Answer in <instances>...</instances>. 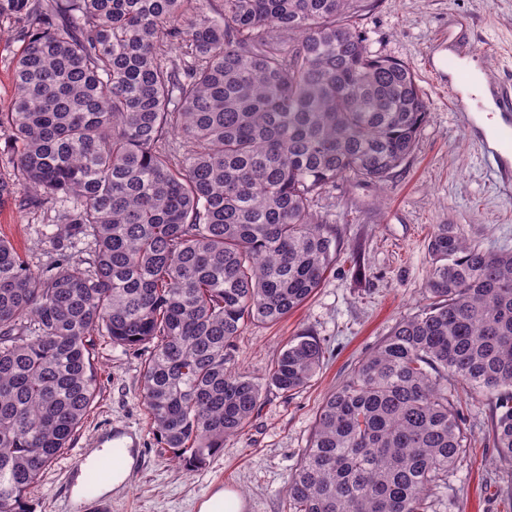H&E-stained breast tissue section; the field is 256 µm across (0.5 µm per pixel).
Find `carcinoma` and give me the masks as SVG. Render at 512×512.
<instances>
[{"mask_svg": "<svg viewBox=\"0 0 512 512\" xmlns=\"http://www.w3.org/2000/svg\"><path fill=\"white\" fill-rule=\"evenodd\" d=\"M370 0H0L26 42L0 133L17 146L0 210L59 206L40 230L86 256L39 272L0 239V512L72 447L98 393V346L146 349L162 449L206 465L273 388L307 386L312 331L262 378L236 368L250 324L299 309L336 261L313 210L342 182L382 183L428 107L412 69L372 54ZM183 143L176 156L169 137ZM427 304L318 409L284 512H437L470 437L453 380L495 399L512 466V251L437 224Z\"/></svg>", "mask_w": 512, "mask_h": 512, "instance_id": "obj_1", "label": "carcinoma"}]
</instances>
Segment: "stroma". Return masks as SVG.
<instances>
[{"label": "stroma", "mask_w": 512, "mask_h": 512, "mask_svg": "<svg viewBox=\"0 0 512 512\" xmlns=\"http://www.w3.org/2000/svg\"><path fill=\"white\" fill-rule=\"evenodd\" d=\"M464 26L480 53L472 62L487 82L512 92V0H372L360 23L370 50L408 64L428 105L427 121L406 161L384 183L346 182L335 198L318 203L336 222V262L313 296L269 325L246 327L235 341V363L264 376L284 343L314 331L327 348L323 366L292 397L268 391L259 412L228 438L202 468L187 471L160 452L142 398V352L99 351L100 392L80 429L74 451L93 452L98 436L122 424L136 433L135 462L122 488L99 499H78L72 453L50 469L32 512H199L221 490L236 492L241 512H281L291 470L306 448L317 409L395 322L426 302L430 271L427 243L435 225L460 224L472 242L512 251V185L491 168L481 139L465 126L470 98L454 106L448 78L438 69L448 52V32ZM53 208L13 206L0 211V237L10 240L32 268L54 267L59 253L36 228L52 223ZM471 430L466 462L450 477L447 512H512V469L495 461L490 396L459 394Z\"/></svg>", "instance_id": "1"}]
</instances>
